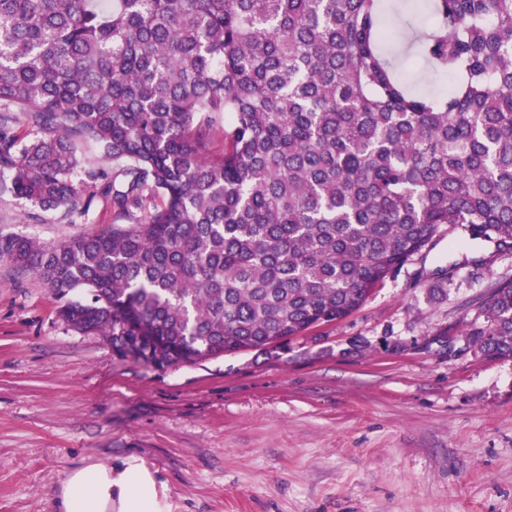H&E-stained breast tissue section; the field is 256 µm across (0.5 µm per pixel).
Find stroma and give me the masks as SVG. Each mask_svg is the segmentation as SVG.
I'll return each mask as SVG.
<instances>
[{
  "label": "stroma",
  "instance_id": "35a3bbf8",
  "mask_svg": "<svg viewBox=\"0 0 512 512\" xmlns=\"http://www.w3.org/2000/svg\"><path fill=\"white\" fill-rule=\"evenodd\" d=\"M0 190V234L111 228ZM440 227L345 319L270 351L159 371L73 329L47 285L0 263V512H55L73 470L143 465L165 512H512V359L463 320L512 255ZM455 264L430 298L437 267Z\"/></svg>",
  "mask_w": 512,
  "mask_h": 512
}]
</instances>
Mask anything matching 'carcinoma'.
<instances>
[{
  "label": "carcinoma",
  "instance_id": "1",
  "mask_svg": "<svg viewBox=\"0 0 512 512\" xmlns=\"http://www.w3.org/2000/svg\"><path fill=\"white\" fill-rule=\"evenodd\" d=\"M420 5L439 92L397 71L386 0H0V187L75 210L80 172L81 213L112 209L54 245L0 236V261L171 368L346 318L444 224L511 254L512 0ZM86 140L112 181L79 170ZM475 306L467 344L512 359V280Z\"/></svg>",
  "mask_w": 512,
  "mask_h": 512
}]
</instances>
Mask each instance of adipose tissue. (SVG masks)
Masks as SVG:
<instances>
[{"mask_svg": "<svg viewBox=\"0 0 512 512\" xmlns=\"http://www.w3.org/2000/svg\"><path fill=\"white\" fill-rule=\"evenodd\" d=\"M58 512H164L149 472L131 466L113 473L111 465L91 463L73 471L59 499Z\"/></svg>", "mask_w": 512, "mask_h": 512, "instance_id": "ef3b65f1", "label": "adipose tissue"}]
</instances>
